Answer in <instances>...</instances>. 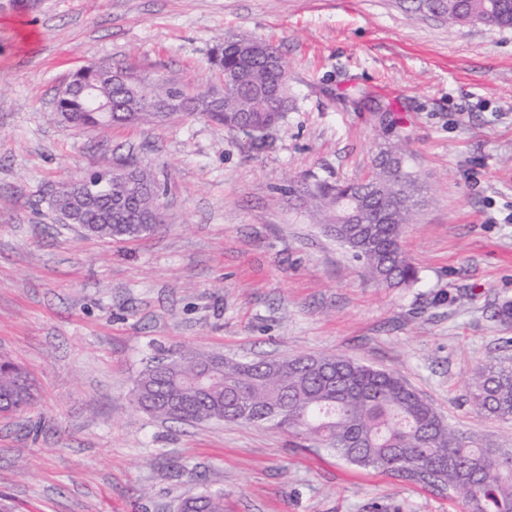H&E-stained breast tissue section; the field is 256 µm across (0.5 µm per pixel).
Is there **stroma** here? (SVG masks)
<instances>
[{
	"label": "stroma",
	"instance_id": "stroma-1",
	"mask_svg": "<svg viewBox=\"0 0 512 512\" xmlns=\"http://www.w3.org/2000/svg\"><path fill=\"white\" fill-rule=\"evenodd\" d=\"M273 42L291 103L263 144L203 118L86 128L58 88L108 59L142 79L221 89L226 35ZM402 143L426 204L401 246L407 288L365 276L294 178L370 173ZM137 160L165 221L140 240L64 224L51 186ZM512 28L465 27L406 0H0V357L36 379L0 418L9 512H178L203 490L224 512H469L465 502L266 425L161 422L133 388L178 351L249 361L337 354L391 370L460 432L512 448L468 380L512 362Z\"/></svg>",
	"mask_w": 512,
	"mask_h": 512
}]
</instances>
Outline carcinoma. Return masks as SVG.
<instances>
[{"label": "carcinoma", "instance_id": "obj_1", "mask_svg": "<svg viewBox=\"0 0 512 512\" xmlns=\"http://www.w3.org/2000/svg\"><path fill=\"white\" fill-rule=\"evenodd\" d=\"M418 10L456 25L476 22L512 28V0H446L447 6L411 0ZM254 37L224 38L211 64L224 77V96L185 101L183 114L237 129L256 141L288 111L275 99L242 108L248 88L238 87L243 49ZM249 62L252 83L273 86L288 80L279 50ZM171 82L145 81L122 89L97 83L100 102L112 105V124L160 122ZM61 122L96 127V109L75 95L54 99ZM400 144L381 148L376 164L362 179L319 183L307 190L311 207L330 233L361 262L374 281L391 288L409 287L418 271L400 244L402 226L413 224L424 205L418 178L405 164ZM86 177L106 178L102 190L125 198V206L106 215L87 214L99 238L133 239L156 228L142 216L156 211L157 181L124 160L118 168L92 169ZM368 201L364 220L376 242L358 236L357 226L341 223L340 199ZM136 404L156 418L192 423L267 424L286 433L306 435L348 463L391 472L450 499H463L470 512H512V448H491L476 436L451 427L438 410L396 373L336 355L300 356L240 362L220 354L192 350L149 365L135 384ZM470 402L479 411L512 419V365L491 361L474 374ZM37 385L19 363L0 359V411L8 417L35 405ZM191 512H224V494L206 492L182 501Z\"/></svg>", "mask_w": 512, "mask_h": 512}]
</instances>
